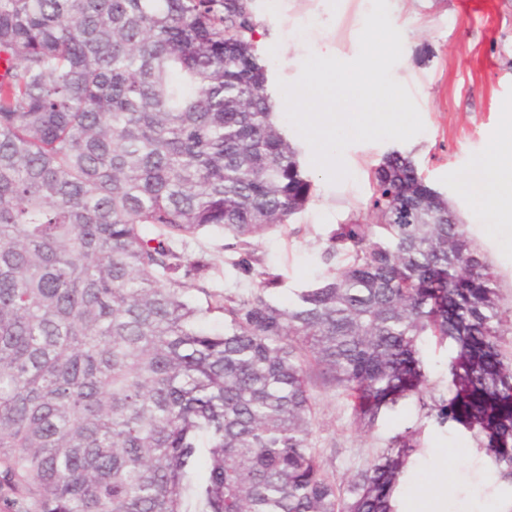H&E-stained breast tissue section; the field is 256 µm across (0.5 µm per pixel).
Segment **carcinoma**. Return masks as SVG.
I'll return each mask as SVG.
<instances>
[{"label": "carcinoma", "mask_w": 512, "mask_h": 512, "mask_svg": "<svg viewBox=\"0 0 512 512\" xmlns=\"http://www.w3.org/2000/svg\"><path fill=\"white\" fill-rule=\"evenodd\" d=\"M258 27L249 0H0V512H397L418 444L341 494L310 370L371 424L421 391L429 334L457 348L436 419L463 406L512 438L494 281L410 155L374 169L373 223L332 232L336 269L272 300L257 239L313 182ZM210 228L247 292H210V260L187 258Z\"/></svg>", "instance_id": "1"}]
</instances>
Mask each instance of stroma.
<instances>
[{"mask_svg":"<svg viewBox=\"0 0 512 512\" xmlns=\"http://www.w3.org/2000/svg\"><path fill=\"white\" fill-rule=\"evenodd\" d=\"M372 0H253L261 24L258 49L268 69L267 93L278 123L301 151L314 182L306 207L286 231L266 235L258 253L282 277L274 300L288 304L297 289L329 273L324 259L336 225L352 218L369 223L371 171L391 150L409 153L427 184L447 198L466 226L473 245L489 264L497 286L496 302L512 321V224L498 223L479 201L478 174L489 143L512 114V0H389L390 19L401 32L403 53L393 78L410 91L425 130L409 141L359 142L344 152L350 179L328 183L313 168L308 144L289 125L278 81H295L300 62L328 37L337 58L359 52V35ZM222 231L209 230L189 241L190 258L207 257L212 268L206 286L215 293L243 291L229 265ZM427 383L419 394L383 410L372 427L354 422L346 397L316 384L312 443L337 486L367 467L393 438L415 433L419 443L405 469L417 488L437 478L448 483L446 512H482L492 502L512 512V471L487 460L491 443L474 420L438 424L433 409L454 395L449 362L452 342L423 337L419 344Z\"/></svg>","mask_w":512,"mask_h":512,"instance_id":"1","label":"stroma"}]
</instances>
